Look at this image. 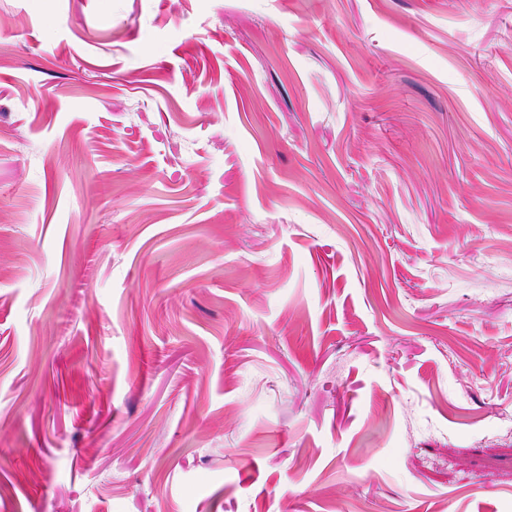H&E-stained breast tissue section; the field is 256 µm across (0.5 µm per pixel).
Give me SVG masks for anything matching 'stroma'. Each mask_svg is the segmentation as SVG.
<instances>
[{"label": "stroma", "mask_w": 512, "mask_h": 512, "mask_svg": "<svg viewBox=\"0 0 512 512\" xmlns=\"http://www.w3.org/2000/svg\"><path fill=\"white\" fill-rule=\"evenodd\" d=\"M0 512H512V0H0Z\"/></svg>", "instance_id": "stroma-1"}]
</instances>
